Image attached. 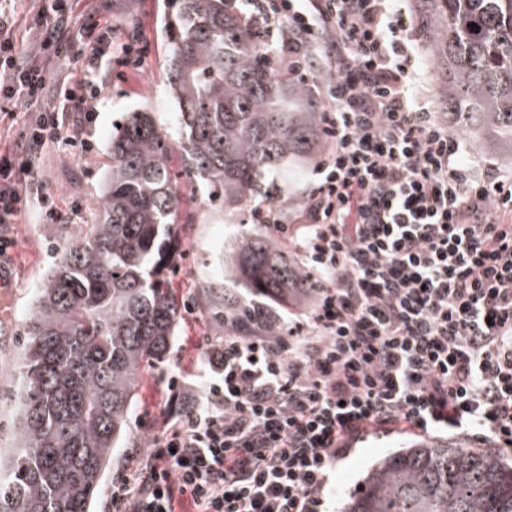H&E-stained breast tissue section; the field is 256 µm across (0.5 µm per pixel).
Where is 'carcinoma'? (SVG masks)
<instances>
[{
    "instance_id": "cac0c4a2",
    "label": "carcinoma",
    "mask_w": 512,
    "mask_h": 512,
    "mask_svg": "<svg viewBox=\"0 0 512 512\" xmlns=\"http://www.w3.org/2000/svg\"><path fill=\"white\" fill-rule=\"evenodd\" d=\"M476 27H471V24ZM167 81L182 164L151 112L112 133L96 221L72 237L24 324L13 447L0 448V512H94L96 492L129 429L138 377L167 361L183 301L170 287L185 194L225 212L273 201L288 171L318 158L322 116L309 88L283 78L236 0H172ZM416 33L448 123L493 154L512 139V0H417ZM245 292L199 288L201 311L249 333L272 304H308L314 284L283 244L242 232ZM338 512H512V464L495 453L420 442L374 464Z\"/></svg>"
}]
</instances>
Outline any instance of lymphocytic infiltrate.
<instances>
[{
	"label": "lymphocytic infiltrate",
	"mask_w": 512,
	"mask_h": 512,
	"mask_svg": "<svg viewBox=\"0 0 512 512\" xmlns=\"http://www.w3.org/2000/svg\"><path fill=\"white\" fill-rule=\"evenodd\" d=\"M0 0V103L28 113L0 153V224L22 207L62 215L39 178L49 148L85 153L107 33L78 0H43L17 32ZM273 63L307 75L330 147L299 223L252 210L315 281L279 332L225 333L204 387L177 376L146 452L112 485L114 512H329L330 476L368 438L446 436L512 453V173L468 163L461 136L418 91L414 18L401 0H247ZM91 49L81 79L42 106L40 61Z\"/></svg>",
	"instance_id": "f902f5d3"
}]
</instances>
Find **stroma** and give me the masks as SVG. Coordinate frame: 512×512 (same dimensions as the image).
Instances as JSON below:
<instances>
[{
  "label": "stroma",
  "mask_w": 512,
  "mask_h": 512,
  "mask_svg": "<svg viewBox=\"0 0 512 512\" xmlns=\"http://www.w3.org/2000/svg\"><path fill=\"white\" fill-rule=\"evenodd\" d=\"M165 5L166 0H81L76 10L78 18L91 12L110 26L109 63L100 78L98 119L88 133L93 150L75 155L50 152L42 168V179L63 214L61 223L38 224L26 214L19 223L7 227L14 244L0 256V280L6 285L0 293L5 301L0 307V448L12 445L8 400L14 390L25 319L47 270L71 237L96 217L104 176L111 164L109 143L114 127L125 113L148 109L168 132L176 130L177 112L166 81L170 45L164 32ZM129 44L138 54L136 63L127 65L123 59ZM182 206L196 214L197 222L171 276L178 295L188 303L207 283L237 287L234 247L249 226L248 210L226 214L207 207L197 197L184 198ZM223 338V328L201 312L183 315L168 361L143 372L136 385L131 439L151 440L152 416L169 408L173 400L168 388L170 377L198 370L209 343ZM411 443V437L404 435L370 439L365 447L337 463L333 476L337 489L353 494L374 462Z\"/></svg>",
  "instance_id": "1"
}]
</instances>
